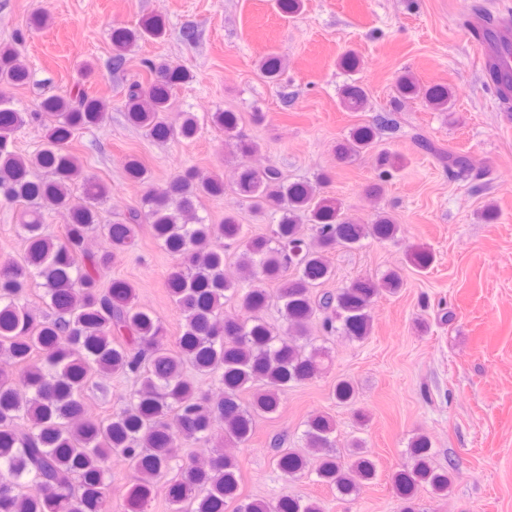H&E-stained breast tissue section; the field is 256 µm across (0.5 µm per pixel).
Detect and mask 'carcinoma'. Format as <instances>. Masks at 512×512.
I'll list each match as a JSON object with an SVG mask.
<instances>
[{"mask_svg":"<svg viewBox=\"0 0 512 512\" xmlns=\"http://www.w3.org/2000/svg\"><path fill=\"white\" fill-rule=\"evenodd\" d=\"M481 19L478 30L469 21L466 26L483 41L495 32L496 21L486 15ZM165 32L158 15L113 30L112 70H126L133 46L161 39ZM141 67L149 78H134L128 85L123 102L128 122L156 141L196 138L200 125L194 113H181L175 123L169 120L175 86L187 82L189 72L147 58ZM260 70L276 83L283 60L270 53ZM486 72L500 102L511 107L512 73L503 75L494 61L486 62ZM28 78L16 49L1 45L0 83L19 86ZM396 91L401 97L420 96L439 112L448 111L454 98L451 88L422 86L408 71L398 75ZM339 101L345 111L361 112L368 96L353 80L343 86ZM107 111L104 100L81 88L66 97L49 96L33 112H22L0 96V203L24 206L20 230L26 244L23 256L0 264V357L12 363V368L0 369V512H112L108 463L114 456L136 477L124 512H143L161 478L170 483L174 512H323L313 498H244L236 457L214 448L202 454L186 448L217 436L247 445L257 419L278 411L286 389L318 377L331 354L313 342V322L352 339L371 334L372 303L382 293L402 288L396 272L377 282L354 279L334 293L320 287L332 277L329 254L336 247L353 248L368 237L393 240L400 225L385 211L367 224L353 221L340 200L320 194L319 182H289L272 164L262 170L251 167L248 159L261 146L240 133L242 116L230 111L210 113L209 122L234 145L239 158L232 184L219 174L201 177L184 169L164 188L149 192L125 222L103 224L98 205L110 188L85 175L67 143L76 131L104 122ZM33 121L44 127L45 143L21 155L12 136ZM382 129H395L393 120L380 116L353 128L336 144L337 157L347 161L366 152ZM443 160L457 180L482 176L464 154L450 152ZM376 165L379 182L370 192L378 197L382 182L400 169L403 157L382 151ZM39 170L48 177L34 178ZM79 182L83 196L77 200L71 188ZM228 189L254 212L277 216L269 233L246 236L232 211L219 224L199 215L197 202L222 199ZM44 209L68 213L63 236L45 234ZM143 224L174 259L166 287L184 320L174 349L165 344L160 321L138 303L134 284L115 279L104 288L100 283V270L131 247ZM92 234L105 239L104 250L85 249ZM232 245L239 249L237 277L229 279L224 267ZM409 261L425 270L434 256L416 247ZM35 279L41 280L46 311L36 312L26 303ZM270 283L277 285L274 297ZM273 300L282 317L279 326L263 316ZM229 303L237 313L224 311ZM114 375L136 377L138 388L111 415H89L87 392ZM203 379L220 385V396L204 389ZM246 391L251 399L244 402ZM333 394L337 403L349 405L356 390L341 379ZM304 426L309 452L276 449L277 469L288 478L313 475L340 499L354 500L361 486L377 476V463L364 442L356 437L341 442L329 415L314 414ZM408 454L411 464L396 470L391 482L402 512H417L419 493L448 495L453 473L433 464L425 435L410 441Z\"/></svg>","mask_w":512,"mask_h":512,"instance_id":"carcinoma-1","label":"carcinoma"}]
</instances>
